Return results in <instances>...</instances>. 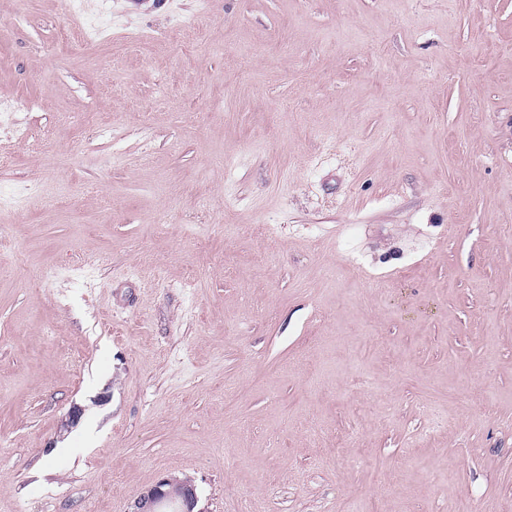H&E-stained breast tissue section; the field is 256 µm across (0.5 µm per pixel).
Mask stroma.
Instances as JSON below:
<instances>
[{"mask_svg": "<svg viewBox=\"0 0 512 512\" xmlns=\"http://www.w3.org/2000/svg\"><path fill=\"white\" fill-rule=\"evenodd\" d=\"M96 10L0 0V512H512V0ZM195 481L191 477L180 479L167 475L144 491L130 512H200Z\"/></svg>", "mask_w": 512, "mask_h": 512, "instance_id": "35a3bbf8", "label": "stroma"}]
</instances>
